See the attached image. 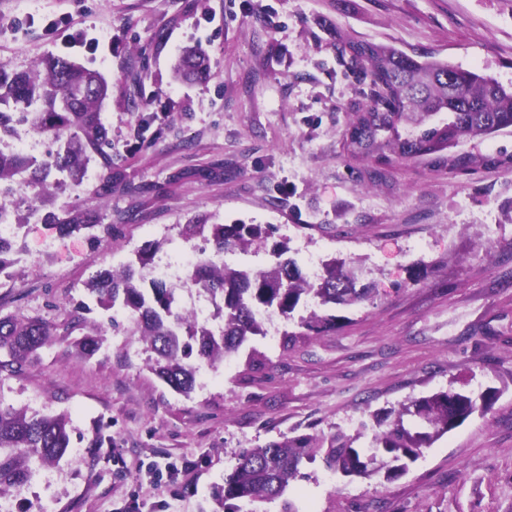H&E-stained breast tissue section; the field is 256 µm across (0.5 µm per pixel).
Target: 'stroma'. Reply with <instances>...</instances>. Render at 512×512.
Here are the masks:
<instances>
[{
    "mask_svg": "<svg viewBox=\"0 0 512 512\" xmlns=\"http://www.w3.org/2000/svg\"><path fill=\"white\" fill-rule=\"evenodd\" d=\"M72 21L76 46L45 28ZM345 39L394 47L512 81L507 0H0V69L30 70L63 56L102 73L112 94L102 120L112 173L126 183L99 200L101 165L83 191L58 189V206L115 225L111 242L59 236L30 222L25 275L0 294V315L63 324L98 269L133 259L146 242L190 251L183 224H273V241L245 264L277 260L288 241L303 262L354 260L367 299L333 308L325 336L255 337L197 382L170 390L145 366L141 344L107 332L81 357L75 344L101 322L55 337L0 398L47 414L69 412L72 447L14 498L13 512H224L217 493L239 454L280 435H353L376 413L448 388L495 398L388 481H349L322 461L302 462L283 497L255 512H512V128L459 144L471 168L451 172L396 159L381 179L344 149L348 115L368 81L344 63ZM187 46L209 75L177 81ZM137 211L135 224L122 221ZM111 446L91 447L97 429Z\"/></svg>",
    "mask_w": 512,
    "mask_h": 512,
    "instance_id": "35a3bbf8",
    "label": "stroma"
}]
</instances>
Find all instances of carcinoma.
<instances>
[{"mask_svg": "<svg viewBox=\"0 0 512 512\" xmlns=\"http://www.w3.org/2000/svg\"><path fill=\"white\" fill-rule=\"evenodd\" d=\"M337 50L363 68L370 80L369 103L353 112L344 148L352 157L372 161L374 178L392 155L430 160L450 171L466 169L469 156L445 157L443 152L466 139L512 128V82L504 84L433 57L419 61L367 40L346 39ZM176 72L186 79L205 76L206 54L197 47L185 48ZM108 96L109 85L100 72L63 57L47 58L26 72L0 70V140L23 123L55 144L41 159L0 150V196L9 193L21 171L30 173L34 190L31 203L15 207L16 223L25 226L28 217L40 215L61 236L84 231L94 244L112 240L111 224H90L81 212L57 213L49 182L54 174L81 182L98 156L103 172L94 195H112V154L106 151L110 141L101 118ZM275 231L271 224L198 220L182 225L181 237L187 243L199 238L211 242L220 256L229 250L247 254ZM159 247L155 242L140 250L136 264L126 262L96 272L84 283V290L102 309L128 314L129 335L138 337L150 353L147 367L172 391L186 396L194 390L201 366L215 367L250 337L265 335L259 312L289 321L302 307L308 316L299 317L300 327L320 336L336 330L339 321L335 315L319 313L321 308L352 305L370 292L356 287L355 272L334 259L323 263L317 280L310 281L289 258L260 269L203 258L183 283H168L143 272ZM19 253L16 242L0 237V280L13 285L20 279ZM193 288L205 294L223 317L221 328L179 307L181 293ZM58 335L59 327L39 319L0 316V386L21 374L38 350ZM493 398L489 388L477 395L449 388L414 398L376 419L377 429L366 446L356 445L360 435L337 430L322 436H283L246 449L224 476V512H242L244 502L283 497L302 461L318 456L327 470L346 478H370L382 471L388 480L398 478L423 449ZM69 425L66 413L41 414L0 399V496L19 494L40 470L64 457L71 446Z\"/></svg>", "mask_w": 512, "mask_h": 512, "instance_id": "cac0c4a2", "label": "carcinoma"}]
</instances>
